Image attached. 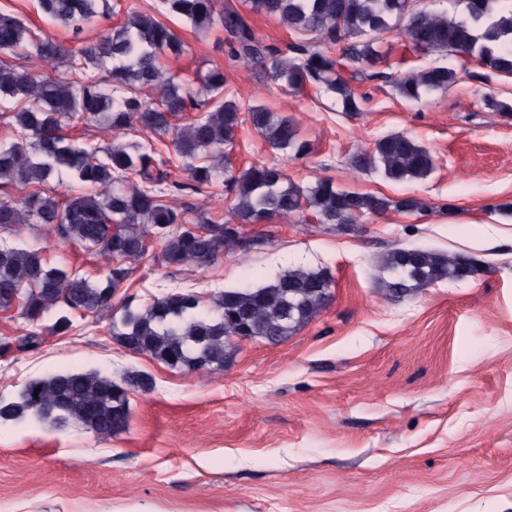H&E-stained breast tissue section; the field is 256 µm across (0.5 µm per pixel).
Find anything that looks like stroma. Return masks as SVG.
<instances>
[{
    "mask_svg": "<svg viewBox=\"0 0 512 512\" xmlns=\"http://www.w3.org/2000/svg\"><path fill=\"white\" fill-rule=\"evenodd\" d=\"M221 2L264 43L284 50L294 42L252 0ZM110 3L109 17L77 34L46 24L34 0H0V11L79 49L149 0ZM172 26L187 51L164 59L166 75L190 85L223 68L230 98L291 117L309 145L287 156L246 125L234 166L276 163L304 186L329 179L353 192L415 196L427 208L336 228L308 211L244 224L241 247L204 265L152 262L161 244L150 242V259L136 264L111 309L74 318L67 335L44 332L38 351L0 355V395L64 370L117 380L141 373L153 383L129 391L128 425L108 438L28 416L0 425V512H512V113L482 102L486 92L511 101L512 77L479 80L477 61L432 58L392 31L381 38L376 72L351 81L367 101L348 115L317 86L288 92L235 64L224 30ZM434 59L457 82L416 102L399 97L395 80ZM389 133L428 148L436 170L400 182L355 170L352 156ZM167 201L215 222L232 204L219 187ZM12 240L44 247L92 280L113 267L36 229ZM399 246L459 253L476 271L393 302L378 289L379 261ZM295 266L330 272L326 307L279 344L235 341L223 369H174L112 338V312L128 298L141 303L180 286L206 299Z\"/></svg>",
    "mask_w": 512,
    "mask_h": 512,
    "instance_id": "1",
    "label": "stroma"
}]
</instances>
